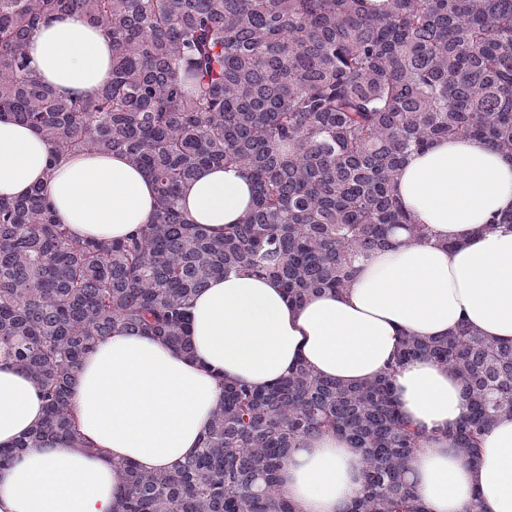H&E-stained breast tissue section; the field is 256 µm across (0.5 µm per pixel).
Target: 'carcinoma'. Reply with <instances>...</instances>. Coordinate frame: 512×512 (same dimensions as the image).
I'll return each instance as SVG.
<instances>
[{
  "label": "carcinoma",
  "instance_id": "obj_1",
  "mask_svg": "<svg viewBox=\"0 0 512 512\" xmlns=\"http://www.w3.org/2000/svg\"><path fill=\"white\" fill-rule=\"evenodd\" d=\"M68 13L104 27L112 77L62 98L28 69L40 24ZM40 133L51 162L120 153L156 186L150 223L124 239L77 240L41 186L0 198V359L27 372L45 417L0 465L49 440L84 447L72 389L95 341L120 330L187 351L193 295L244 266L289 302L348 287L354 259L427 237L396 196L407 158L476 140L512 160V0H0V114ZM238 165L245 218L213 236L179 201L202 166ZM427 356L455 369L469 412L448 437L473 458L512 413V345L464 325L405 335L375 380L344 385L299 364L265 390L224 384L201 448L177 468L120 470L116 512H293L277 472L289 449L335 432L363 449L349 512H423L404 480L422 433L393 377Z\"/></svg>",
  "mask_w": 512,
  "mask_h": 512
}]
</instances>
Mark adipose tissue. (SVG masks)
<instances>
[{
	"label": "adipose tissue",
	"instance_id": "adipose-tissue-1",
	"mask_svg": "<svg viewBox=\"0 0 512 512\" xmlns=\"http://www.w3.org/2000/svg\"><path fill=\"white\" fill-rule=\"evenodd\" d=\"M26 54L30 68L63 97L93 94L110 77L112 41L103 27L70 15L42 25ZM32 128L0 116V197L44 186L59 223L80 238L119 239L152 219V179L117 153L50 165ZM398 195L429 239L357 258L349 287L300 304L280 285L240 269L213 278L190 308V351L157 336L114 332L83 362L72 402L85 447L61 441L26 449L0 467V512H113L119 466L172 469L194 454L223 382L263 389L305 364L318 376L361 385L384 371L402 336L447 337L471 326L512 344V227L486 228L512 211V161L476 141H440L412 154ZM252 185L234 166L198 171L182 192L189 219L215 234L250 210ZM406 421L426 441L404 478L426 512H512V414L484 432L476 459L448 439L469 409L449 366L423 357L393 380ZM44 402L32 378L0 361V446L28 436ZM363 454L333 433L291 449L279 489L295 512H345L364 494Z\"/></svg>",
	"mask_w": 512,
	"mask_h": 512
}]
</instances>
